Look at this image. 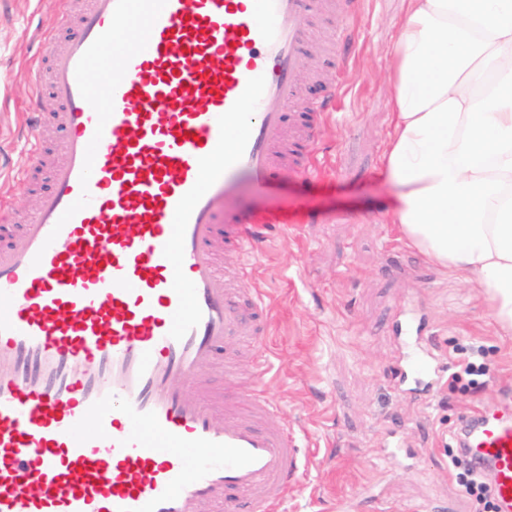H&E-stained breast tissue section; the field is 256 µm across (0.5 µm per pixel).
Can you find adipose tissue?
<instances>
[{
	"label": "adipose tissue",
	"mask_w": 512,
	"mask_h": 512,
	"mask_svg": "<svg viewBox=\"0 0 512 512\" xmlns=\"http://www.w3.org/2000/svg\"><path fill=\"white\" fill-rule=\"evenodd\" d=\"M387 71L391 221L512 337V0H405Z\"/></svg>",
	"instance_id": "1"
}]
</instances>
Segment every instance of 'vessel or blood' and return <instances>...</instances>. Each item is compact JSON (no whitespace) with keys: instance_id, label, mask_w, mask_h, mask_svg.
Listing matches in <instances>:
<instances>
[{"instance_id":"obj_1","label":"vessel or blood","mask_w":512,"mask_h":512,"mask_svg":"<svg viewBox=\"0 0 512 512\" xmlns=\"http://www.w3.org/2000/svg\"><path fill=\"white\" fill-rule=\"evenodd\" d=\"M350 0H63L43 62L63 132L19 244L0 241V512H278L305 460L277 406L209 387L232 337L264 356L270 309L219 250L254 255L242 185L299 172L324 111L296 95L316 14ZM109 73L94 86L91 75ZM295 123H288V111ZM443 371L418 355L404 382ZM459 456L512 512V397L467 414Z\"/></svg>"}]
</instances>
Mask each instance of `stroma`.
I'll return each instance as SVG.
<instances>
[{
    "label": "stroma",
    "mask_w": 512,
    "mask_h": 512,
    "mask_svg": "<svg viewBox=\"0 0 512 512\" xmlns=\"http://www.w3.org/2000/svg\"><path fill=\"white\" fill-rule=\"evenodd\" d=\"M403 0H354L348 31L317 18L321 43L344 38L342 54L301 66L303 98L330 103L312 148L314 168L284 174L259 195L244 193L255 217L276 220L253 259V287L270 307L267 364L257 373L241 343L217 351L210 373L279 407L295 430L307 466L284 512H471L448 467L452 431L474 408L512 390V338L496 335L483 296L467 276L426 263L386 218L395 200L381 159L390 132L387 66ZM61 0H0V161L27 158V113L56 108L27 74L38 63L41 34L61 27ZM50 186L48 168L21 179L0 174V199L15 224L27 222ZM421 337L445 362L475 345L485 384L477 392L448 387L397 388L405 333Z\"/></svg>",
    "instance_id": "1"
}]
</instances>
